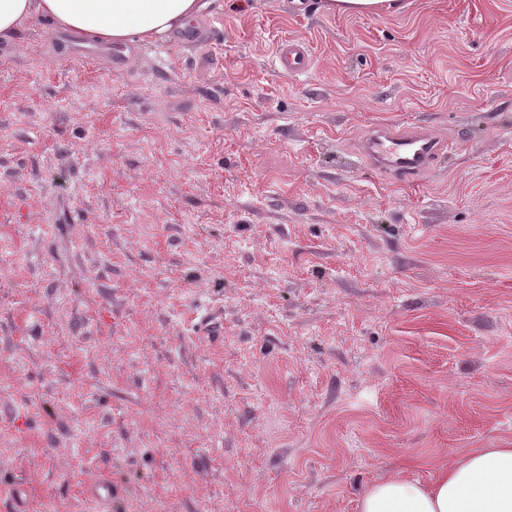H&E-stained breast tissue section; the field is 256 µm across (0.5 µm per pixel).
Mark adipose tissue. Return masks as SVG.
<instances>
[{"instance_id":"obj_1","label":"adipose tissue","mask_w":512,"mask_h":512,"mask_svg":"<svg viewBox=\"0 0 512 512\" xmlns=\"http://www.w3.org/2000/svg\"><path fill=\"white\" fill-rule=\"evenodd\" d=\"M201 0H0V41L33 17L74 37L122 48L192 23ZM359 512H512V447L471 452L425 483L393 478L365 492Z\"/></svg>"}]
</instances>
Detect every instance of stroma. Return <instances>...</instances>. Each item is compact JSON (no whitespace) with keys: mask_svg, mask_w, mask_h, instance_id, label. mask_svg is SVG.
Wrapping results in <instances>:
<instances>
[{"mask_svg":"<svg viewBox=\"0 0 512 512\" xmlns=\"http://www.w3.org/2000/svg\"><path fill=\"white\" fill-rule=\"evenodd\" d=\"M207 10L122 73L0 42V512H358L512 446V0ZM380 127L451 151L395 182ZM325 8L332 13L382 14L395 7L397 0H325ZM311 61L308 46L299 40H285L277 48L275 64L285 75L296 76L307 72ZM86 492L92 502L103 507L112 505V498L116 495L115 487L112 486V479L109 477H103L90 484Z\"/></svg>","mask_w":512,"mask_h":512,"instance_id":"1","label":"stroma"}]
</instances>
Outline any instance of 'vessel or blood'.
Returning a JSON list of instances; mask_svg holds the SVG:
<instances>
[{
  "label": "vessel or blood",
  "instance_id": "1",
  "mask_svg": "<svg viewBox=\"0 0 512 512\" xmlns=\"http://www.w3.org/2000/svg\"><path fill=\"white\" fill-rule=\"evenodd\" d=\"M74 57L82 61H107L118 72L124 71L130 64L124 52L85 46L78 47ZM311 61L309 48L304 42L289 39L281 42L277 48L275 64L283 74H303L309 70ZM447 151L445 142L426 132L389 127L371 131L362 146L367 160L381 165L389 176L406 184L420 182L437 159ZM86 492L92 502L104 507L111 505L116 495L112 480L108 477L90 484Z\"/></svg>",
  "mask_w": 512,
  "mask_h": 512
}]
</instances>
